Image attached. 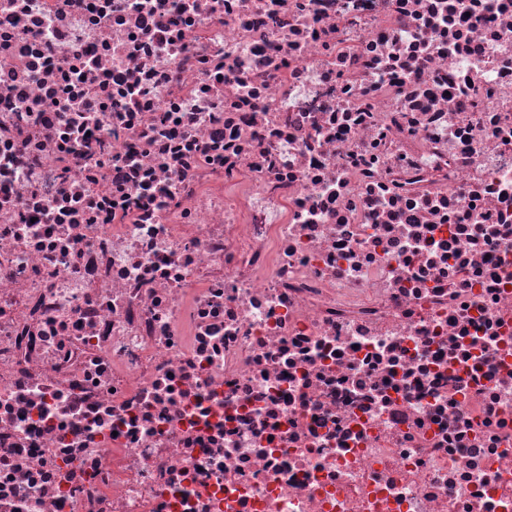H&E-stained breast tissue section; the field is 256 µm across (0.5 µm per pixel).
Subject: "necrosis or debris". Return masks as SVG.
I'll return each mask as SVG.
<instances>
[{
    "instance_id": "4bbe7bcc",
    "label": "necrosis or debris",
    "mask_w": 512,
    "mask_h": 512,
    "mask_svg": "<svg viewBox=\"0 0 512 512\" xmlns=\"http://www.w3.org/2000/svg\"><path fill=\"white\" fill-rule=\"evenodd\" d=\"M0 512H512V0H0Z\"/></svg>"
}]
</instances>
